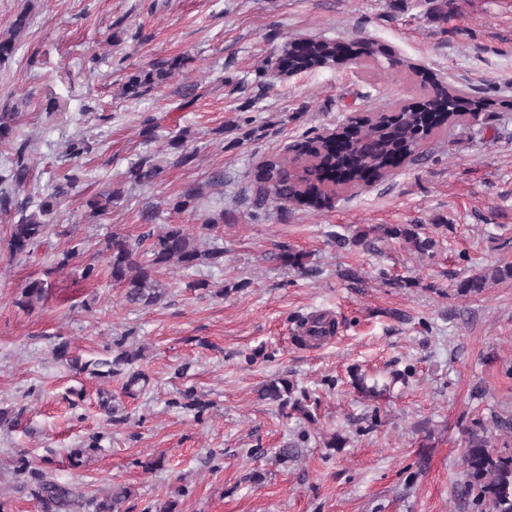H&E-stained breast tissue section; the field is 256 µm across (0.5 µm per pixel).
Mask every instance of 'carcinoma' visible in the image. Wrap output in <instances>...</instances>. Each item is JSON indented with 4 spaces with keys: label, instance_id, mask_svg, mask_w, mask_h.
Here are the masks:
<instances>
[{
    "label": "carcinoma",
    "instance_id": "cac0c4a2",
    "mask_svg": "<svg viewBox=\"0 0 512 512\" xmlns=\"http://www.w3.org/2000/svg\"><path fill=\"white\" fill-rule=\"evenodd\" d=\"M28 27V12L22 11L15 19L10 37H0V61L11 58L16 49V38ZM379 57L390 58L389 51L374 41L345 42L315 39H293L286 42L277 58L280 65L293 73H302L331 64L352 63L358 67ZM173 63L159 61L150 72H137L125 85L126 92L141 94V89L168 77ZM421 85L431 86L420 96V108H403L388 102L377 114L352 119L341 130L326 135H316L292 145L297 153L310 156L302 166L293 165L294 157L286 153L265 160L257 169V192L252 202V217L259 220L268 216L269 205L278 209L290 205L321 208L328 205V188L334 185L351 189L360 182L382 180L392 172L395 160H408L417 164L427 159L425 146L437 133L445 131L465 118L481 119L493 102L489 98L476 97L462 89L443 86L421 76ZM30 167L25 146L16 148L11 167L0 174V210L18 209L21 217L12 225L9 247L15 254L31 252L48 236L50 220L60 200L76 187L78 177L65 172L56 178L51 192L35 204V210L27 211L24 204L16 201L15 190L28 181ZM163 167L150 157L143 158L131 170V177L140 184L156 181ZM94 213L104 214L112 207V191H104L86 202ZM376 234L371 238L370 234ZM149 248L150 259L140 260L133 248L123 239L115 237L110 247L109 267L112 280L126 289V299L131 304L152 306L158 303L162 292L158 288L155 273L158 269L175 264L190 269L201 260H216L219 251L202 252L195 237L182 224H168L153 235ZM396 239L409 243L426 254L435 245V239L425 232L422 224L377 225L363 233L360 242L370 248L375 240ZM512 281V261H502L494 266L469 274L455 284L456 294L472 297L482 294L492 284ZM139 353L122 350L109 362L107 375L122 374V367L137 361ZM292 386L286 379L274 380L261 389L264 400L285 406L291 397ZM464 452L465 470L458 483L457 493L462 498L471 495L488 505L489 512H512V453L495 450L487 436L470 428L466 431ZM15 470L32 485L40 512H121V505L129 498L127 488L117 486L111 492L91 500L76 491L72 485L55 479L48 473L31 467L24 458L16 461Z\"/></svg>",
    "mask_w": 512,
    "mask_h": 512
}]
</instances>
